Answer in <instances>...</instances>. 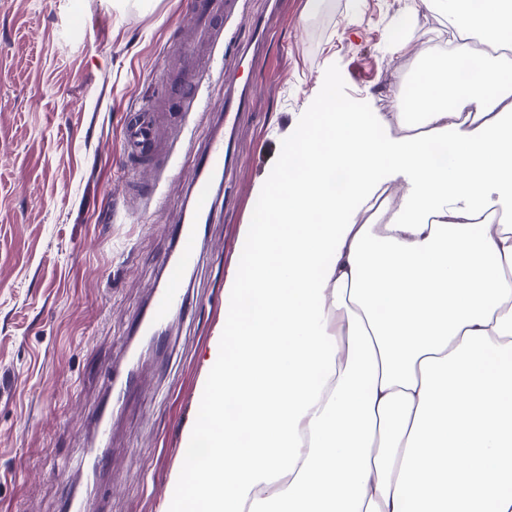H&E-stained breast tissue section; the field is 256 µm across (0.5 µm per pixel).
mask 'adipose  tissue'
Listing matches in <instances>:
<instances>
[{"label":"adipose tissue","instance_id":"adipose-tissue-1","mask_svg":"<svg viewBox=\"0 0 512 512\" xmlns=\"http://www.w3.org/2000/svg\"><path fill=\"white\" fill-rule=\"evenodd\" d=\"M439 16L488 48L466 83L443 48L391 113L325 85L265 187L166 512H512V0Z\"/></svg>","mask_w":512,"mask_h":512}]
</instances>
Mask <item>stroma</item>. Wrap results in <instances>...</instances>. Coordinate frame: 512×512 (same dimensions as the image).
<instances>
[{
	"label": "stroma",
	"mask_w": 512,
	"mask_h": 512,
	"mask_svg": "<svg viewBox=\"0 0 512 512\" xmlns=\"http://www.w3.org/2000/svg\"><path fill=\"white\" fill-rule=\"evenodd\" d=\"M413 4L247 0L268 40L244 59L249 26L225 20L213 55L255 89L237 116L239 161L198 244L187 304L112 418L99 512H161L224 326V279L249 251L242 227L328 79L342 106L391 111L446 25L414 30L408 51L394 52L389 34ZM186 22V0H0V512H64L69 484L85 475L86 415L127 358L195 159L224 122V88L208 85L207 116L169 124L157 159L123 152L130 112L169 93L163 70Z\"/></svg>",
	"instance_id": "35a3bbf8"
}]
</instances>
